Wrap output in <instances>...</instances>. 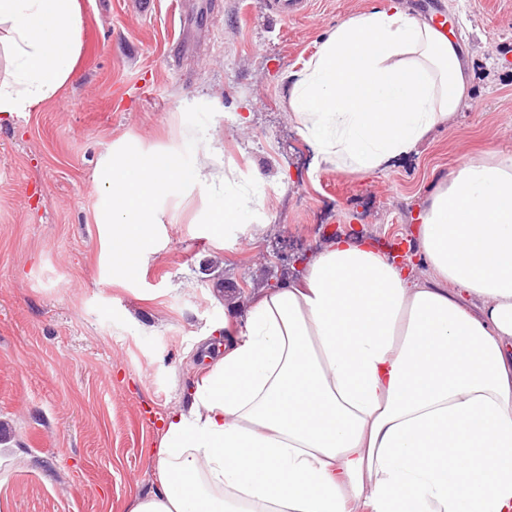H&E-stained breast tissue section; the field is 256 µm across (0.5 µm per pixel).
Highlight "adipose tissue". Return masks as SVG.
<instances>
[{
    "label": "adipose tissue",
    "mask_w": 512,
    "mask_h": 512,
    "mask_svg": "<svg viewBox=\"0 0 512 512\" xmlns=\"http://www.w3.org/2000/svg\"><path fill=\"white\" fill-rule=\"evenodd\" d=\"M79 0H0V115L72 78ZM458 46L395 0L342 21L288 85L316 164L367 174L470 102ZM431 277L339 236L224 308V353L164 418L130 512H512V152L461 163L419 214Z\"/></svg>",
    "instance_id": "1"
}]
</instances>
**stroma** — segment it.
Masks as SVG:
<instances>
[{"instance_id":"1","label":"stroma","mask_w":512,"mask_h":512,"mask_svg":"<svg viewBox=\"0 0 512 512\" xmlns=\"http://www.w3.org/2000/svg\"><path fill=\"white\" fill-rule=\"evenodd\" d=\"M388 4L313 0L285 20L267 0H157L147 17L132 0H80L72 79L0 116V512H129L154 487L162 419L205 366L225 303L299 273L327 233L406 238L459 163L512 148V0H408L460 33L470 107L386 171L314 164L288 77L339 23ZM200 103L216 114L195 166L260 175L264 223L219 239L189 188L164 201L138 283L110 277L100 161L127 144L183 150Z\"/></svg>"}]
</instances>
